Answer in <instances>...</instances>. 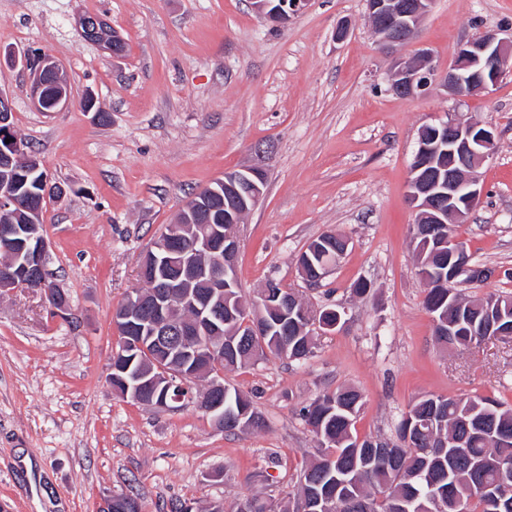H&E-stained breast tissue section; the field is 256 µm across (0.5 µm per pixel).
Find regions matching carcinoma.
Returning <instances> with one entry per match:
<instances>
[{
  "label": "carcinoma",
  "instance_id": "1",
  "mask_svg": "<svg viewBox=\"0 0 512 512\" xmlns=\"http://www.w3.org/2000/svg\"><path fill=\"white\" fill-rule=\"evenodd\" d=\"M448 225L437 228L428 248L415 242L419 262L418 273L427 289L424 308L436 322L435 339L446 348L478 349L488 337L480 335L472 315L491 303L507 317L512 316V293H492L473 299L460 296L454 285L464 276L450 279L448 246L443 241ZM346 251L344 237L319 243L311 256L316 269L333 266ZM252 298L239 290L231 291L224 305V334L249 332L243 325L240 309H248ZM306 315L292 322L280 312L267 317L273 325L267 336H250L248 344L235 356L224 357L220 371H233L256 364L272 355L291 361L305 360L313 354L312 327L345 322L346 312L339 307L312 308L303 303ZM363 406L361 393L351 387L317 395L302 407L299 416L304 426L316 437L320 455L302 466L299 481L320 485L324 491L325 512H399L398 505L410 503L411 512H512L499 506L486 493L479 497L466 494L475 484L493 485L507 478L490 465L500 457L512 459V441L495 440V435H477L468 446L457 448L448 442L450 435L461 430V421H483L488 428L512 433V405L481 394L463 396L425 394L402 413L397 434L402 442L394 460L372 453L373 438H359L355 429ZM249 411L251 423L238 428L262 424L255 407L237 388L224 385V413ZM230 512H287L257 497H245Z\"/></svg>",
  "mask_w": 512,
  "mask_h": 512
}]
</instances>
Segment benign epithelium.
<instances>
[{
    "label": "benign epithelium",
    "mask_w": 512,
    "mask_h": 512,
    "mask_svg": "<svg viewBox=\"0 0 512 512\" xmlns=\"http://www.w3.org/2000/svg\"><path fill=\"white\" fill-rule=\"evenodd\" d=\"M254 9L266 20L282 25L304 10L310 0H252ZM434 0H366V13L377 42L392 50L418 38L420 23L430 12ZM82 36L97 43L112 57L122 55L123 40L117 32L102 35L107 22L100 16L79 19ZM21 65L32 77L31 95L41 112H60L67 105L70 91L63 65L51 54L35 52L16 57L0 51V59ZM512 68V31L506 36L496 31L460 44L452 62L442 69L433 53L417 49L415 58H397L390 68V87L410 96L427 94L437 88L458 100L477 93H490L508 69ZM497 130L477 119L456 112L446 119L423 126L418 135L408 198L417 213L414 238L428 239L430 224H458L465 221L479 205L483 186L479 169L494 156ZM448 154V190L427 167L438 154ZM28 156L23 142L14 135L11 103L0 93V164L9 167ZM265 174L259 167H247L224 174L217 185L189 200L180 211L177 223L184 232H164L148 250L140 273L149 272L159 288L145 294L137 290L112 313L116 331L133 327L137 330L142 359L151 358L148 347L166 346L168 365L151 370L143 365H127L112 387L119 396L134 403H145L146 396L164 389L162 409H170L192 394L182 395L198 381L200 365L218 367L224 353L235 345H224V292L238 287L237 262L240 239L224 229L226 224L242 223L243 213L254 209L264 195ZM225 192L229 208L224 223L209 224V214L199 209L198 198ZM22 208L17 181L0 184V208ZM13 241L8 258L0 261V291L28 287L38 281L53 307L63 313L69 308L67 295L49 285L47 274L48 245L40 225L20 230L14 224L0 226V239ZM259 305L269 309L286 306L295 312L298 299L283 300L265 289ZM501 317L488 309L481 322L486 336H512L511 331L497 329ZM205 385L210 393L197 399L198 408L209 416L216 428L224 429V384L215 377Z\"/></svg>",
    "instance_id": "1"
}]
</instances>
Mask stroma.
Wrapping results in <instances>:
<instances>
[{"label":"stroma","instance_id":"stroma-1","mask_svg":"<svg viewBox=\"0 0 512 512\" xmlns=\"http://www.w3.org/2000/svg\"><path fill=\"white\" fill-rule=\"evenodd\" d=\"M86 14L121 34V57L81 37ZM496 28L512 29V0H435L417 41L395 56L422 45L445 65L461 42ZM0 47L53 55L71 90L65 110L38 111L27 72L0 66L16 133L64 189L47 199L44 224L47 269L71 304L61 318L44 294H0V512H96L125 495L142 512H216L252 495L290 506L320 450L299 411L322 392L358 389L357 433L394 446L402 412L424 394L512 404V341L436 343L407 196L423 125L459 112L494 126L484 197L455 235L498 274L460 292L512 293V70L487 95L398 96L365 0H311L284 26L251 0H0ZM89 93L100 113L84 111ZM252 166L267 182L239 226L242 289L253 295L272 279L312 306L345 308L347 322L315 335L307 360L225 372L263 419L229 434L195 405L158 410L113 392L112 311L141 288L143 255L186 200ZM327 231L349 248L312 288L296 259ZM360 278L371 290L352 296Z\"/></svg>","mask_w":512,"mask_h":512}]
</instances>
